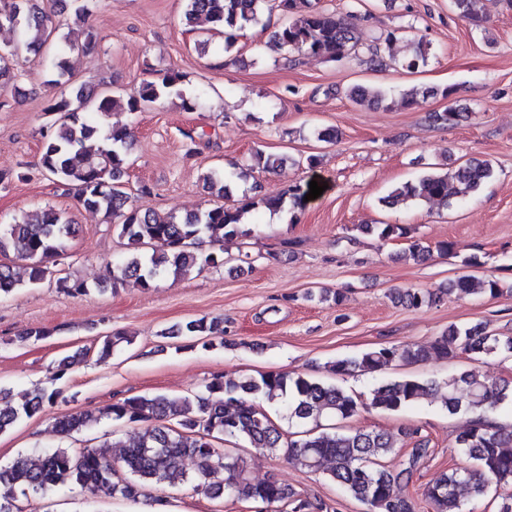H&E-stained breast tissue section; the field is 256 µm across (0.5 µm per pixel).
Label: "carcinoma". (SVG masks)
<instances>
[{
    "label": "carcinoma",
    "mask_w": 512,
    "mask_h": 512,
    "mask_svg": "<svg viewBox=\"0 0 512 512\" xmlns=\"http://www.w3.org/2000/svg\"><path fill=\"white\" fill-rule=\"evenodd\" d=\"M59 2L0 0V27L7 25L18 32L15 43L0 51V91L16 77L14 59L36 49L44 51L55 69L54 83L71 87L69 93L51 99L45 108L57 119L43 132L39 167L44 175L72 191L84 209L103 213L127 240L128 252L113 270L112 285L131 282L148 289L163 276H186L221 265L224 240L249 233L244 223L246 214L259 207L276 211L286 204L293 209L302 205L307 189L289 185L278 196L269 198L254 185L231 206L219 204L183 217L129 206L125 182L131 167L132 135L125 126H104L101 119L118 108L142 112L172 95L182 97L183 108L188 111L194 110L195 104L182 96L183 75L173 69L126 94L75 84L63 55L74 49L83 53L95 51L98 34L88 26L81 42H61L55 20L59 15L55 5ZM453 6L461 19L476 28L483 27L487 18L485 0H453ZM275 13L283 20L272 27L268 19ZM357 19L350 12L323 7L321 0H184L183 10V23L189 28L200 20L224 34L226 52L234 46L237 31L260 26L270 30L266 47L273 51L333 62L342 61L358 48ZM429 53V43L414 40L396 64L414 73L426 64ZM345 94L355 104L386 106L393 100V91L382 87L356 85ZM428 97L429 91L418 85L400 93L401 104L406 108L418 107ZM433 118L443 125L455 126L466 118V113L451 106L433 113ZM290 161L292 158L286 154H254V165L262 169ZM492 175L490 161L474 160L400 184L382 203L393 207L416 201L443 205L452 200L463 201ZM248 177V170L233 166L203 173L202 183L218 196L230 198ZM358 230L375 231L382 238H405L409 234L398 224L360 225ZM75 233L76 225L52 208L0 224V295L45 280ZM402 255L422 262L431 256V249L414 239ZM56 284L71 295L88 291L86 283L68 277L58 278ZM450 289L495 298L506 290L512 292V285L496 278L467 275L452 281ZM400 300L418 309L435 304L440 296L428 290L408 289ZM172 335L187 336L204 347L216 342L222 345L224 320L192 319ZM124 342L129 344L131 340L121 334L100 337L94 347L63 358L52 380L61 379L91 355L99 361L110 358ZM459 350L469 352L476 361L498 353L512 354V338L495 336L482 324L451 325L427 348L380 347L357 357L338 359L331 371L340 377L373 373L397 362L451 359ZM438 390L443 391V405L450 413L463 408L495 409L512 396V384L489 380L477 370L451 375L441 385L415 379L384 383L372 389L367 399L335 385L272 371L243 380L215 376L205 384L203 392L192 397L133 395L102 409L56 415L51 418V428L61 435L89 428L103 419L137 426L138 431L123 446L120 456L122 467L133 479L113 480L114 463L96 448H85L77 455L66 448L35 452L0 469V512H13L19 494H38L66 484L84 490L105 488L115 498L135 500L147 485L177 486L187 482L194 484V490L210 496L262 502L276 506L279 512H310L312 503L288 485L272 478H249L242 459L215 448L213 440L222 436L241 438L250 447L270 453L281 450L286 459L307 469L326 468L329 479L366 505L368 512H417L418 502L408 490L409 476L429 455L427 445L420 443L411 448L402 467L390 471L382 465V459L395 453L399 442L396 434L374 430L317 431L306 425L323 417L345 420L362 411H397ZM59 395L56 388L37 387L13 403L10 392L1 389L0 433L21 419L41 415L45 407L57 403ZM260 399L284 401L288 422L296 431L286 432L276 426L258 403ZM455 445L474 459L477 467L454 469L426 486L421 496L432 512H466V496L482 494L492 485L504 490L497 512H512V425L475 423L456 436ZM187 459L196 465L192 476L184 468Z\"/></svg>",
    "instance_id": "1"
}]
</instances>
